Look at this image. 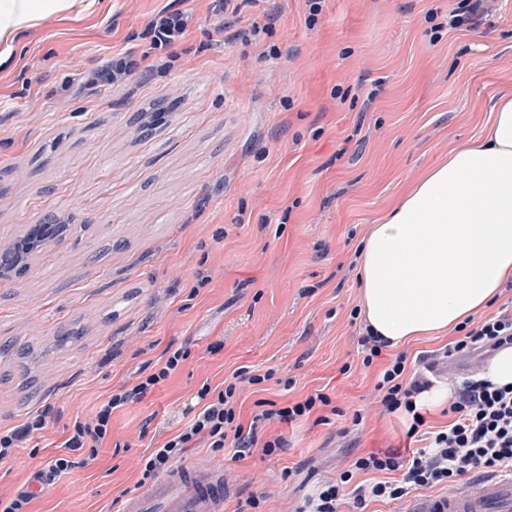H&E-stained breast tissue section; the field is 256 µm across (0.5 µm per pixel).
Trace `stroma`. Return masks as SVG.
Listing matches in <instances>:
<instances>
[{
	"mask_svg": "<svg viewBox=\"0 0 512 512\" xmlns=\"http://www.w3.org/2000/svg\"><path fill=\"white\" fill-rule=\"evenodd\" d=\"M452 4L323 0L313 17L305 0H238L220 18L211 0H104L91 24L44 22L0 81V243L51 210L73 228L0 279V343L45 352L27 371L0 355V428L49 414L0 462L1 494L31 485L74 419L170 345L190 351L181 368L116 410L98 456L39 492L32 512H116L141 490L138 460L190 419L197 387L240 367L295 376L293 392L271 380L263 398L323 388L340 414L277 425L286 449L233 462L223 512L266 485L300 500L357 454L405 446L406 420L379 413L376 370L362 364L356 252L400 190L479 138L512 95V0L431 40L430 17L447 22ZM165 8L191 21L155 50L143 31ZM125 51L139 69L95 81ZM154 104L163 117L140 136L137 115ZM76 325L82 343L54 349ZM27 372L38 391L25 403ZM357 410L363 424L340 436Z\"/></svg>",
	"mask_w": 512,
	"mask_h": 512,
	"instance_id": "1",
	"label": "stroma"
}]
</instances>
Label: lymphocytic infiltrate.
Returning <instances> with one entry per match:
<instances>
[{"mask_svg": "<svg viewBox=\"0 0 512 512\" xmlns=\"http://www.w3.org/2000/svg\"><path fill=\"white\" fill-rule=\"evenodd\" d=\"M183 12L161 10L146 25L145 36L152 48L164 50L186 32ZM512 345V299L498 312L481 320L463 336L449 343L446 356H466L482 349L498 350ZM160 366L131 389L112 394L101 403L90 419H75L68 429L64 454L57 456L40 474L44 485H51L70 470L88 465L111 431L113 413L129 403L141 400L162 381L176 372L189 357L186 348L168 349ZM407 357L390 358L378 374L374 385L378 393L379 412L403 415L409 426L407 441L414 450L378 449L356 458L350 469L338 478L318 482L295 512H339L340 504L352 500L355 512H365L370 501L410 503L418 490H435L457 482L461 477L479 473L493 475L512 470V386L498 387L482 379L462 381L448 406L451 419L441 429L427 430V419L417 404L418 397L431 388L432 381L423 372L406 371ZM278 379L284 389H292L290 377H276L274 370L258 374L241 367L234 371L223 389L202 383L197 391L199 411L181 429L168 437L149 456L140 460L142 480H151L168 471L186 450L204 444L212 452L231 448L234 459L261 448L264 455L282 452V436L259 438L264 427L292 423L308 418L329 424L339 410L329 393L316 391L300 399L277 402L256 399L250 422H242L239 399L246 388ZM358 473L380 474V481L358 485Z\"/></svg>", "mask_w": 512, "mask_h": 512, "instance_id": "lymphocytic-infiltrate-1", "label": "lymphocytic infiltrate"}]
</instances>
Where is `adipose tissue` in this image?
Listing matches in <instances>:
<instances>
[{
	"label": "adipose tissue",
	"mask_w": 512,
	"mask_h": 512,
	"mask_svg": "<svg viewBox=\"0 0 512 512\" xmlns=\"http://www.w3.org/2000/svg\"><path fill=\"white\" fill-rule=\"evenodd\" d=\"M101 0H0V67L48 18L81 22ZM362 313L399 347L454 332L512 281V95L483 137L448 151L393 202L357 259Z\"/></svg>",
	"instance_id": "1"
}]
</instances>
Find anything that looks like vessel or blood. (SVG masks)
<instances>
[{"instance_id":"b4317fda","label":"vessel or blood","mask_w":512,"mask_h":512,"mask_svg":"<svg viewBox=\"0 0 512 512\" xmlns=\"http://www.w3.org/2000/svg\"><path fill=\"white\" fill-rule=\"evenodd\" d=\"M224 467H178L146 491L126 499L121 512H220ZM425 512H512V471L473 477L430 501Z\"/></svg>"}]
</instances>
